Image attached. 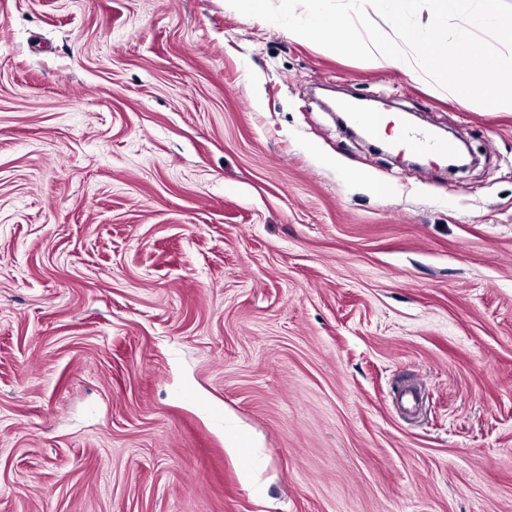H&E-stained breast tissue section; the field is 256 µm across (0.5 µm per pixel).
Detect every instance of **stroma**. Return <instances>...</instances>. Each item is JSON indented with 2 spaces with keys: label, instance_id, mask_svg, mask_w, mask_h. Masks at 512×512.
<instances>
[{
  "label": "stroma",
  "instance_id": "35a3bbf8",
  "mask_svg": "<svg viewBox=\"0 0 512 512\" xmlns=\"http://www.w3.org/2000/svg\"><path fill=\"white\" fill-rule=\"evenodd\" d=\"M0 512H512V112L225 0H0ZM404 140L407 147L415 152H429L436 150L441 154L453 151V145L448 141L435 139L429 132L406 131Z\"/></svg>",
  "mask_w": 512,
  "mask_h": 512
}]
</instances>
